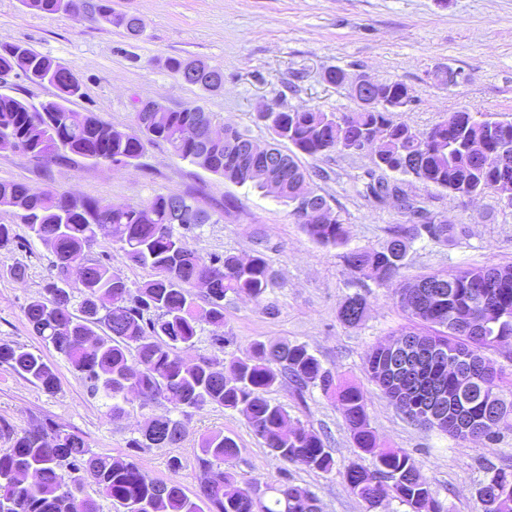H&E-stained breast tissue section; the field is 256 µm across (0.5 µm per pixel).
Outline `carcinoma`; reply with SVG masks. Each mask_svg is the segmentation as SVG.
<instances>
[{
    "instance_id": "obj_1",
    "label": "carcinoma",
    "mask_w": 512,
    "mask_h": 512,
    "mask_svg": "<svg viewBox=\"0 0 512 512\" xmlns=\"http://www.w3.org/2000/svg\"><path fill=\"white\" fill-rule=\"evenodd\" d=\"M30 10L46 14L67 13L68 0H21ZM90 15L112 27L129 31L136 16L112 10L110 0H85ZM195 66L210 75L223 73L217 65L201 60L171 57L168 69L179 76ZM13 69L37 85L56 89L55 98L40 103L43 111L10 93L0 91V141L23 154L52 161L67 155L94 164H110L126 157L141 158L147 146L165 143L173 155L237 184L265 188L268 174L263 161L246 153V134L226 128L231 137L188 143L179 132L187 122L209 124L216 120L203 105L192 103L169 112H154L146 121L134 113L133 126L118 130L91 112L71 107L82 96L74 71L33 50L26 43L0 48V69ZM412 103L408 87L399 80L376 81L371 104H358L354 112H259L256 119L272 134V149L290 144L288 166L273 171L282 185L277 198L296 206L303 198L308 173L296 154L310 157L330 153L352 154L358 138L380 134L370 153L372 171L391 172L426 186L454 194L482 196L494 193L512 201V160L500 164L497 155L512 145V122L487 114L456 111L426 130L394 120V114ZM0 209L11 212L25 225L29 237L49 247L55 256L54 273L43 293L24 309L25 319L42 344L63 356L80 375L91 395L102 401L105 416L122 421L130 403L127 382L137 388L141 407L164 400L173 415L154 418L127 441L132 453L112 456L89 448L75 431L49 428L41 423L17 431L0 419V438L9 446L0 450V512H98L97 502L84 494L85 482L110 500L115 512H320L316 495L287 476L266 486L265 493L238 484L233 460L236 441L215 433L202 437L195 453L199 468L210 473V482L194 496L174 481L152 478L135 459L142 448H171L181 440L182 418L208 407H222L244 417L255 436L279 459L322 474L336 470L327 434L301 422L289 423L288 412L266 394L288 383L300 397L319 389L336 406L356 447L372 457L366 467L353 460L343 471L352 494L374 510L396 501L407 512H441L435 491L422 476L413 455L404 448L380 445L370 427L362 390L342 384L323 367L303 343L268 344L255 340L224 359L200 355L189 361L203 325L223 332L211 343L224 352L233 334L224 319V300L232 296L263 299L275 273L258 253L244 260L224 254L204 258L188 244L178 245L193 232L211 223V214L183 195L157 194L142 204H114L44 190L34 193L23 183L0 182ZM111 228L112 247L126 264L149 269L151 278L131 287L112 258L91 257L97 228ZM309 238L322 246H345L348 229L336 214L321 222L302 223ZM450 221L436 224H397L372 247L343 253V262L354 281L381 287L397 285L395 295L410 294L400 307L415 323L412 331L449 353H464L481 361L465 394L471 438L493 441L512 432V401L502 407L492 423L486 422L484 403L490 395L503 396L502 371L485 352L512 345V265L468 266L436 271L413 282L398 284L401 270L414 242L423 237L446 246L454 238ZM81 265L85 276L71 283L65 271ZM209 279L207 291L193 292L197 279ZM367 298L347 296L338 318L348 327L365 318ZM388 355L375 347L368 355L366 372L389 398L394 389L384 385L380 367ZM47 393L60 380L41 350L0 339V365ZM438 360L423 363L406 378L414 398L424 402L442 390L452 400L459 384ZM485 512H512V469L495 468L477 489Z\"/></svg>"
}]
</instances>
